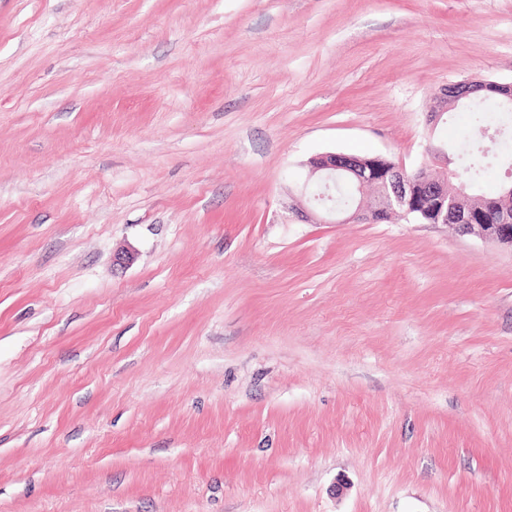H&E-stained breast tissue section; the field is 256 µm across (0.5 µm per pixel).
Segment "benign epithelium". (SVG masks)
Instances as JSON below:
<instances>
[{
	"label": "benign epithelium",
	"mask_w": 512,
	"mask_h": 512,
	"mask_svg": "<svg viewBox=\"0 0 512 512\" xmlns=\"http://www.w3.org/2000/svg\"><path fill=\"white\" fill-rule=\"evenodd\" d=\"M493 92L505 101H512V83L467 82L454 84L436 98L430 111L429 124L434 128L443 115L448 112V105L457 104L479 91ZM342 176L353 179L358 190L368 186L377 188L375 196L364 195L358 200L353 211H338L328 208L329 213L338 217L345 215L341 222L364 220L373 223L382 222L395 211L409 216L416 212L414 201L415 188H421L432 199V209L423 213L430 224L456 225L467 235L479 237L499 245L512 248V210L498 206V201L490 200V208L476 211L460 205L457 196L448 193L447 169H437L422 165L412 172L389 163L383 167L375 159H363L342 153H329L308 161V172L303 185V195L314 201L316 197L309 194V187L316 183L330 186V181Z\"/></svg>",
	"instance_id": "7a95c632"
}]
</instances>
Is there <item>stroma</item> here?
<instances>
[{"label": "stroma", "instance_id": "stroma-1", "mask_svg": "<svg viewBox=\"0 0 512 512\" xmlns=\"http://www.w3.org/2000/svg\"><path fill=\"white\" fill-rule=\"evenodd\" d=\"M472 79L512 0H0V512H512V250L296 213Z\"/></svg>", "mask_w": 512, "mask_h": 512}]
</instances>
